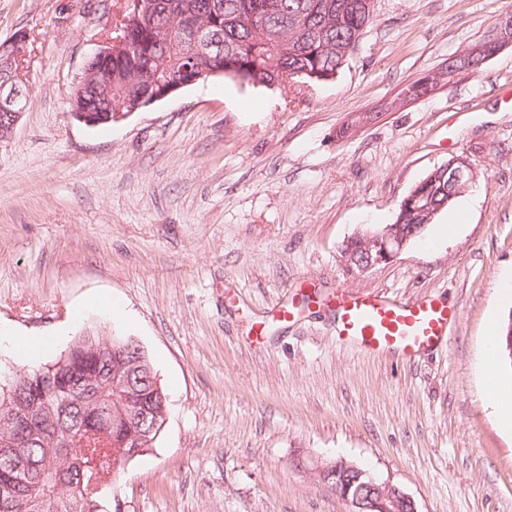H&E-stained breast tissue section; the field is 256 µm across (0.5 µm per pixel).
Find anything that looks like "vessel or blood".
<instances>
[{"instance_id":"obj_1","label":"vessel or blood","mask_w":512,"mask_h":512,"mask_svg":"<svg viewBox=\"0 0 512 512\" xmlns=\"http://www.w3.org/2000/svg\"><path fill=\"white\" fill-rule=\"evenodd\" d=\"M336 313V332L345 343L371 353L414 356L441 344L453 311L432 299L395 301L379 294L336 292L328 301Z\"/></svg>"}]
</instances>
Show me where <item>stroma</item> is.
I'll use <instances>...</instances> for the list:
<instances>
[{
    "label": "stroma",
    "mask_w": 512,
    "mask_h": 512,
    "mask_svg": "<svg viewBox=\"0 0 512 512\" xmlns=\"http://www.w3.org/2000/svg\"><path fill=\"white\" fill-rule=\"evenodd\" d=\"M130 0H0L30 87L0 137V328L45 337L0 350V374L55 361L87 330L134 339L168 398L155 448L112 485L123 512H349L314 479L344 459L418 512H512V430L488 403L483 341L512 312V46L479 72L402 89L512 16V0H374L328 82L253 88L210 78L112 123L69 97ZM358 112L376 120L349 138ZM455 155L475 182L463 218L394 261L348 275L340 248L389 224ZM433 296L456 316L419 358L338 341L304 296ZM120 304L118 315L97 299ZM289 309L282 319L280 309Z\"/></svg>",
    "instance_id": "stroma-1"
}]
</instances>
